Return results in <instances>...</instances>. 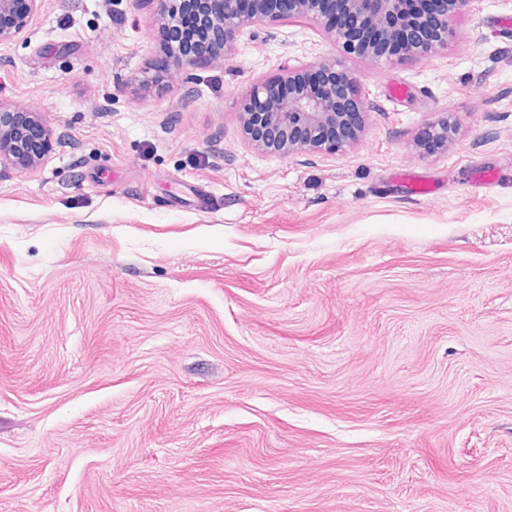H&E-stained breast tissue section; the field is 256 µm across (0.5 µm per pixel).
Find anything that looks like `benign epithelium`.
Returning <instances> with one entry per match:
<instances>
[{"mask_svg":"<svg viewBox=\"0 0 512 512\" xmlns=\"http://www.w3.org/2000/svg\"><path fill=\"white\" fill-rule=\"evenodd\" d=\"M342 2L347 17L336 18L329 5ZM27 9L10 29L0 28V42L19 33L36 8ZM158 21L164 28L178 8V0H158ZM443 9L431 19L412 12L409 0H224V10L200 16L197 39L210 44L213 62L236 50L247 31L277 17H304L322 28L345 56H370L392 62L400 58L441 53L448 48L453 19L470 0H442ZM324 72L321 91L302 83L308 73ZM359 76L332 58L288 69L272 81L251 86L243 107L247 145L279 156L303 153L334 154L355 142L364 127L365 101L359 97ZM13 112L0 105V166L33 168L43 159L31 150L30 132L11 126ZM454 123L447 117L432 122L428 134L448 145Z\"/></svg>","mask_w":512,"mask_h":512,"instance_id":"1","label":"benign epithelium"}]
</instances>
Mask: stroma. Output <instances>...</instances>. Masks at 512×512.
Masks as SVG:
<instances>
[{"label": "stroma", "mask_w": 512, "mask_h": 512, "mask_svg": "<svg viewBox=\"0 0 512 512\" xmlns=\"http://www.w3.org/2000/svg\"><path fill=\"white\" fill-rule=\"evenodd\" d=\"M156 12L38 0L0 42L49 138L0 167V512H512V0L347 58L362 137L289 157L245 145L243 91L339 56L323 31L159 72Z\"/></svg>", "instance_id": "35a3bbf8"}]
</instances>
